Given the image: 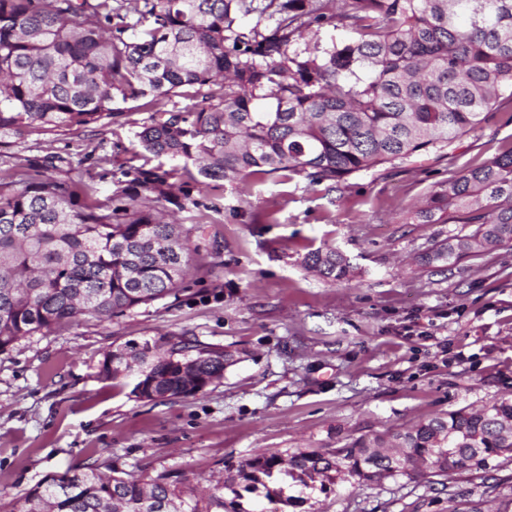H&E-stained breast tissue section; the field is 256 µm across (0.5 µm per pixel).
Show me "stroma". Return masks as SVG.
I'll use <instances>...</instances> for the list:
<instances>
[{"instance_id": "obj_1", "label": "stroma", "mask_w": 512, "mask_h": 512, "mask_svg": "<svg viewBox=\"0 0 512 512\" xmlns=\"http://www.w3.org/2000/svg\"><path fill=\"white\" fill-rule=\"evenodd\" d=\"M151 114L0 135V170L92 177L123 205L146 161L137 134ZM512 148V101L448 150L360 173L334 190L269 178L237 196H206L171 170L156 209L189 228L196 269L183 289L109 320L91 315L20 339L0 355V505L50 475L94 463L190 483L225 478V461L337 448L448 411L512 398V246L449 269L424 254L456 224L417 223L431 187ZM277 223H268L270 208ZM333 246L349 275L329 282L301 264ZM159 334L223 347L235 362L204 393L137 400L131 380L97 376L106 350ZM286 512H512V465L447 484L338 481Z\"/></svg>"}]
</instances>
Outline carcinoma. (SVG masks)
I'll return each mask as SVG.
<instances>
[{"label":"carcinoma","mask_w":512,"mask_h":512,"mask_svg":"<svg viewBox=\"0 0 512 512\" xmlns=\"http://www.w3.org/2000/svg\"><path fill=\"white\" fill-rule=\"evenodd\" d=\"M348 34L323 41L330 30ZM305 41V48L298 47ZM512 98V0H0V132L116 119L120 104L153 112L143 170L121 208L84 179L0 176V354L84 314L110 320L180 291L193 261L181 225L155 214L163 161L181 159L201 194L222 180L239 194L274 176L334 189L351 177L440 152ZM190 104L164 108L173 97ZM421 224H464L427 261L489 255L512 243V149L439 183ZM302 264L336 282L334 247ZM232 354L163 334L105 352L98 376L131 378L141 401L195 396L224 378ZM512 399L451 410L404 432L340 448L246 458V489L284 475L384 480L479 476L512 463ZM69 483L75 491L58 493ZM169 473L75 466L49 476L9 512H224Z\"/></svg>","instance_id":"carcinoma-1"}]
</instances>
